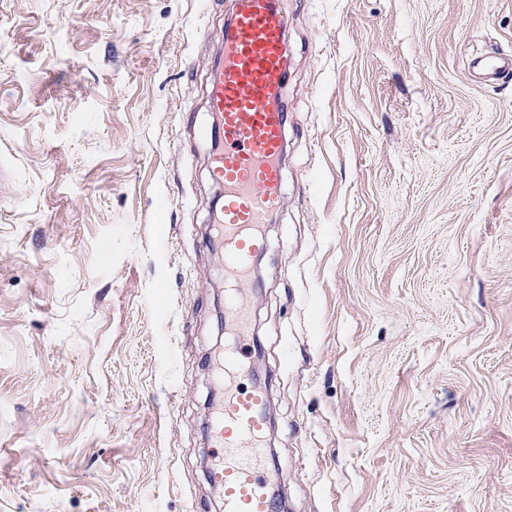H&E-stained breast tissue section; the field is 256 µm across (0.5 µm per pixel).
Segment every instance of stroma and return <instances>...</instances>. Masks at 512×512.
I'll return each mask as SVG.
<instances>
[{"label":"stroma","mask_w":512,"mask_h":512,"mask_svg":"<svg viewBox=\"0 0 512 512\" xmlns=\"http://www.w3.org/2000/svg\"><path fill=\"white\" fill-rule=\"evenodd\" d=\"M244 290L289 512H512V0H283ZM230 0H0V512H218Z\"/></svg>","instance_id":"obj_1"}]
</instances>
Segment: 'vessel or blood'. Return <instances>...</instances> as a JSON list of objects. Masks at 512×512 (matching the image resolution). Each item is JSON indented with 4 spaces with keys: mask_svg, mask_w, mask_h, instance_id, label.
<instances>
[{
    "mask_svg": "<svg viewBox=\"0 0 512 512\" xmlns=\"http://www.w3.org/2000/svg\"><path fill=\"white\" fill-rule=\"evenodd\" d=\"M287 27L280 0H232L210 79L209 133L218 141L210 175L224 189L214 222L224 237L226 315L238 336L248 333L239 288L251 278L252 259L265 245L261 227L283 190ZM248 355L238 344L224 357V407L212 424L211 478L224 490V512H276L265 478V393L241 385Z\"/></svg>",
    "mask_w": 512,
    "mask_h": 512,
    "instance_id": "1",
    "label": "vessel or blood"
}]
</instances>
